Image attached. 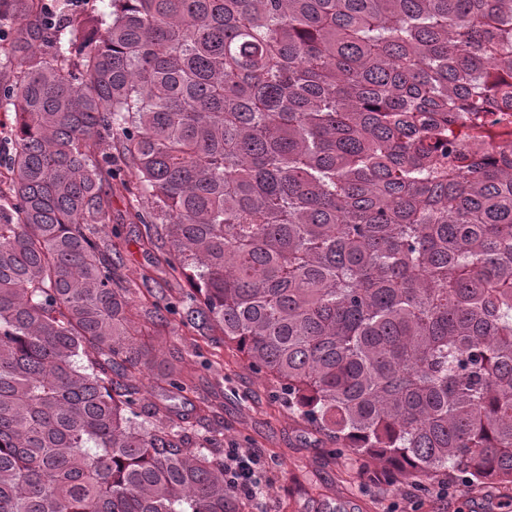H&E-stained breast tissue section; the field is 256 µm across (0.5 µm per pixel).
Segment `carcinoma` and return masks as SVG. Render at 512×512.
Returning <instances> with one entry per match:
<instances>
[{
	"mask_svg": "<svg viewBox=\"0 0 512 512\" xmlns=\"http://www.w3.org/2000/svg\"><path fill=\"white\" fill-rule=\"evenodd\" d=\"M5 54L0 512H246L224 433L147 405L109 221L169 306L394 476L512 490V0H110ZM464 119L460 146L449 128ZM83 355L88 364L78 366Z\"/></svg>",
	"mask_w": 512,
	"mask_h": 512,
	"instance_id": "1",
	"label": "carcinoma"
}]
</instances>
